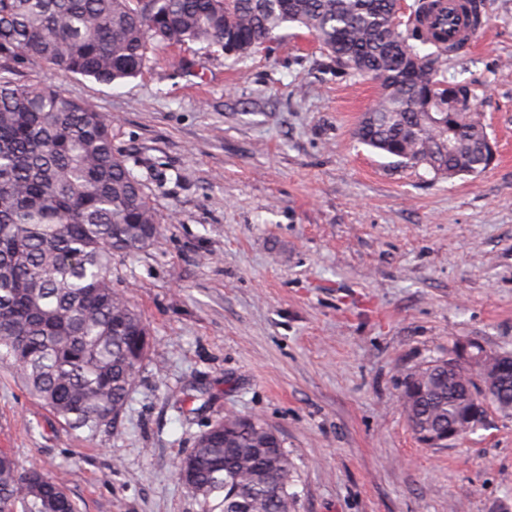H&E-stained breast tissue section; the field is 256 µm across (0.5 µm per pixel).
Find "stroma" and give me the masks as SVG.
Listing matches in <instances>:
<instances>
[{
  "mask_svg": "<svg viewBox=\"0 0 512 512\" xmlns=\"http://www.w3.org/2000/svg\"><path fill=\"white\" fill-rule=\"evenodd\" d=\"M481 4L473 50L442 69L471 83L497 156L452 178L360 144L378 85L297 26L239 60L153 51L114 86L14 65L95 101L163 235L112 262L149 342L118 421L68 429L0 366V449L77 512H222L175 467L235 415L282 436L290 512H512V416L427 448L399 403L456 342L512 354V0Z\"/></svg>",
  "mask_w": 512,
  "mask_h": 512,
  "instance_id": "obj_1",
  "label": "stroma"
}]
</instances>
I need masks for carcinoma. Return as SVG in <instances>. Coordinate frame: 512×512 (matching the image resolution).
Listing matches in <instances>:
<instances>
[{
	"label": "carcinoma",
	"instance_id": "obj_1",
	"mask_svg": "<svg viewBox=\"0 0 512 512\" xmlns=\"http://www.w3.org/2000/svg\"><path fill=\"white\" fill-rule=\"evenodd\" d=\"M393 0H0V62L43 63L100 84L145 69L153 48L199 44L227 57L250 55L296 24L336 66L386 76L355 129L359 143L413 167L453 173L488 168V137L474 114L448 111V93L471 86L440 76L443 49L416 31L389 27ZM419 95L444 123L428 127L408 109ZM157 212L141 180L112 148L108 120L90 99L0 75V361L64 424L94 436L123 412L148 354L147 329L112 288V257L158 243ZM494 408L512 415V378L489 368ZM470 372L436 359L401 395L407 420L446 434L465 419ZM198 439L177 472L224 512H290L292 468L267 424L230 418ZM76 512L63 482L20 470L0 454V512Z\"/></svg>",
	"mask_w": 512,
	"mask_h": 512
}]
</instances>
